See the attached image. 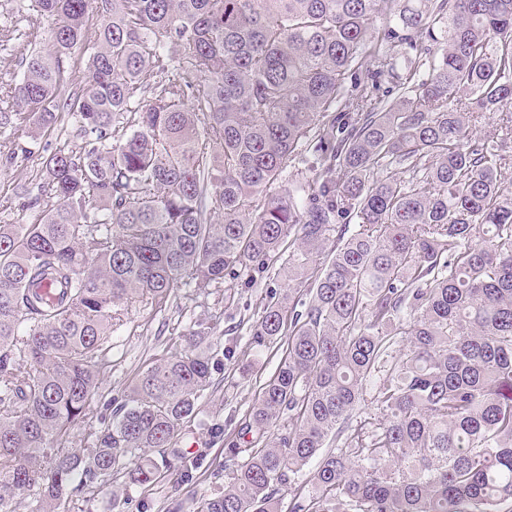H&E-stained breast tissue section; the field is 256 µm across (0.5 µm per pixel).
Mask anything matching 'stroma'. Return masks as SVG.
<instances>
[{
  "label": "stroma",
  "instance_id": "stroma-1",
  "mask_svg": "<svg viewBox=\"0 0 512 512\" xmlns=\"http://www.w3.org/2000/svg\"><path fill=\"white\" fill-rule=\"evenodd\" d=\"M34 0H0V87L19 81L22 62L31 53L52 48L48 19H35ZM0 224H30L39 211L24 207L23 196L39 180L40 162L59 147L78 149L81 140L72 125L58 126L39 138L20 128L0 135ZM233 288L220 287L208 296L196 295L183 284L163 304L136 303L125 324L110 339L112 361L93 399L95 422L108 421L117 402L124 399L138 375L147 367L181 352L182 336L199 318L211 319L215 337L231 351L215 373V384L203 397L199 415L184 423L177 448L186 452L192 479L180 482L182 465H175L153 485L114 491L105 485L90 499H79L81 512H168L182 500L192 512L196 499L224 488L229 471L224 467L223 441L213 439L209 425L229 416H242L275 373L283 354L279 345L259 347L251 342L262 308L272 293L287 282L280 262L237 267Z\"/></svg>",
  "mask_w": 512,
  "mask_h": 512
}]
</instances>
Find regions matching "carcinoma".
Here are the masks:
<instances>
[{"label":"carcinoma","instance_id":"1","mask_svg":"<svg viewBox=\"0 0 512 512\" xmlns=\"http://www.w3.org/2000/svg\"><path fill=\"white\" fill-rule=\"evenodd\" d=\"M36 12L53 49L0 91V129L35 137L69 115L82 145L44 158L37 222L0 224V512L24 495L33 512H72L111 480L155 483L221 346L195 322L95 427L112 329L136 302L186 278L208 296L285 243L288 289L253 335L285 353L225 449L229 485L197 512H278L284 486L291 512H512V0ZM495 115L502 138L476 137ZM303 147L319 192H272ZM373 381L378 413L358 417ZM85 427L91 447H66Z\"/></svg>","mask_w":512,"mask_h":512}]
</instances>
